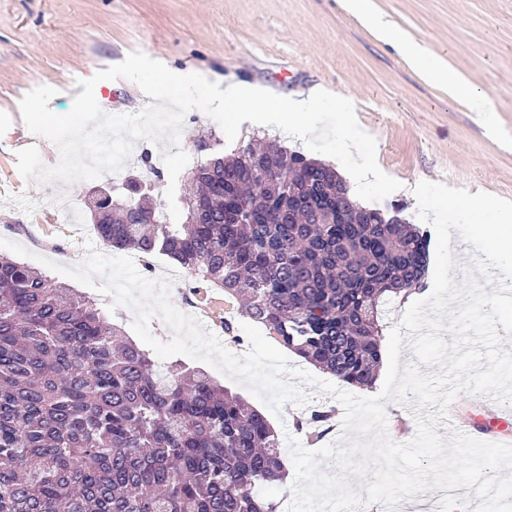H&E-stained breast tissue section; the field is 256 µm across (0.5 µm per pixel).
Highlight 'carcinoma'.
<instances>
[{
    "mask_svg": "<svg viewBox=\"0 0 512 512\" xmlns=\"http://www.w3.org/2000/svg\"><path fill=\"white\" fill-rule=\"evenodd\" d=\"M182 224L151 152L96 204L102 242L163 255L241 298L277 344L339 381L377 380L386 306L422 290L428 234L379 208L336 221L335 169L276 144L196 142ZM278 434L200 371L159 363L90 298L0 257V512H278Z\"/></svg>",
    "mask_w": 512,
    "mask_h": 512,
    "instance_id": "obj_1",
    "label": "carcinoma"
}]
</instances>
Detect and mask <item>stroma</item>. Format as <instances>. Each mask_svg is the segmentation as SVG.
<instances>
[{
	"label": "stroma",
	"mask_w": 512,
	"mask_h": 512,
	"mask_svg": "<svg viewBox=\"0 0 512 512\" xmlns=\"http://www.w3.org/2000/svg\"><path fill=\"white\" fill-rule=\"evenodd\" d=\"M370 8L486 96L488 111L424 76L347 0H0V238L30 251L26 263L36 269L45 259L67 267L83 260L94 191L112 188V176L50 191L24 179L19 150L36 148L47 166L60 153L27 127L19 104L46 85L55 90L50 109L68 114L79 81L134 51L223 85L344 96L375 137L387 175L512 200V0H370ZM95 98L111 114L149 103L126 79L99 82ZM194 284L184 272L172 303L195 316L210 309L206 327L223 335V291L203 297Z\"/></svg>",
	"instance_id": "35a3bbf8"
}]
</instances>
